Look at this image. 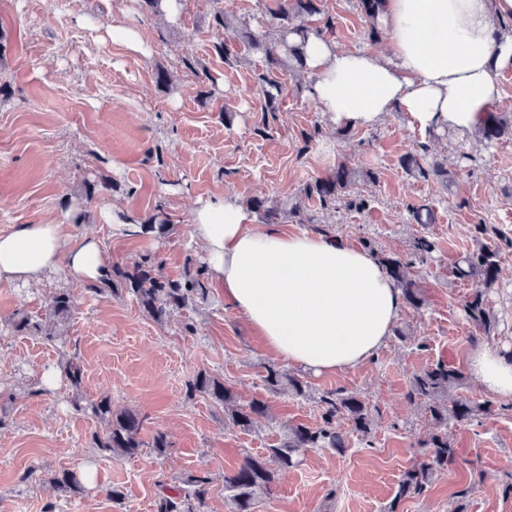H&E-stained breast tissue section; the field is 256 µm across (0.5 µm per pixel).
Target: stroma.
<instances>
[{
  "label": "stroma",
  "instance_id": "35a3bbf8",
  "mask_svg": "<svg viewBox=\"0 0 512 512\" xmlns=\"http://www.w3.org/2000/svg\"><path fill=\"white\" fill-rule=\"evenodd\" d=\"M180 3L169 20L140 0H0V84L8 90L0 101V234L19 224H67L73 234L96 237L109 265L155 253L162 274L179 279L204 263L190 238L200 203L229 195L245 208L256 200L285 208L338 164L376 171L375 181L359 179L350 189L367 200L366 210L326 212L300 202V214L281 227L325 224L353 246L370 239L385 253L406 252L420 234L435 237V259L416 276L425 306L404 308L406 340L389 338L373 359L346 372L303 373L313 395L342 389L365 397L373 434L366 443L350 437L341 454L309 451L297 467L278 472L272 495L257 500L253 512H385L429 428L406 399L411 377L440 360L469 370L475 341L462 305L472 286L454 280L451 269L474 245L472 225L512 234V136L491 144L476 133L444 130L425 139L399 113L371 128L344 129L307 94L302 71L285 75L278 110L266 116L256 79L262 59L218 55L212 19L221 10L265 34L276 25L275 0ZM323 8L335 20L328 37L339 48H384L386 33L369 37L356 0H324ZM125 22L141 28L145 53L113 42L112 26ZM184 56L204 65L209 80L184 69ZM161 70L167 83L156 80ZM421 142L430 155L447 156L449 183L402 169L400 156ZM103 178L111 190L85 198L84 183ZM418 202L433 205L434 224L411 223L408 207ZM159 204L169 218L162 235L123 239L103 219L110 210L143 222ZM58 288L77 299L62 338L11 329L19 313L44 321ZM209 288L207 299L159 323L132 294L95 295L65 270L32 288L0 285V512H156L158 481L200 472L212 480L204 512H230L224 477L244 454L263 453L285 427L319 423L312 398L267 394L271 355L225 303L223 287L213 281ZM488 300L497 325L488 344L512 352V254L503 255L501 285ZM65 353L84 367L80 388L61 378L44 382ZM201 371L223 378L239 404L266 397L270 419L249 431L226 424L223 408L186 394L187 380ZM104 397L143 416V440L161 431L170 448L101 455L92 435L105 426L90 405ZM448 437L454 461L397 512H512V411L449 423ZM65 469L77 474L82 494L68 496L50 482ZM115 488L121 500L110 497Z\"/></svg>",
  "mask_w": 512,
  "mask_h": 512
}]
</instances>
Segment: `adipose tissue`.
<instances>
[{"label": "adipose tissue", "mask_w": 512, "mask_h": 512, "mask_svg": "<svg viewBox=\"0 0 512 512\" xmlns=\"http://www.w3.org/2000/svg\"><path fill=\"white\" fill-rule=\"evenodd\" d=\"M504 19H512V0H386V51H343L309 32L308 93L348 128L399 112L423 135L468 134L501 103L499 77L512 70ZM191 236L225 299L288 366L316 374L356 367L401 317V292L385 268L336 236L257 229L228 197L200 204ZM63 265L90 283L109 272L99 240L65 225L19 224L0 234V284L36 285ZM469 365L485 392L512 400V357L480 344Z\"/></svg>", "instance_id": "1"}]
</instances>
